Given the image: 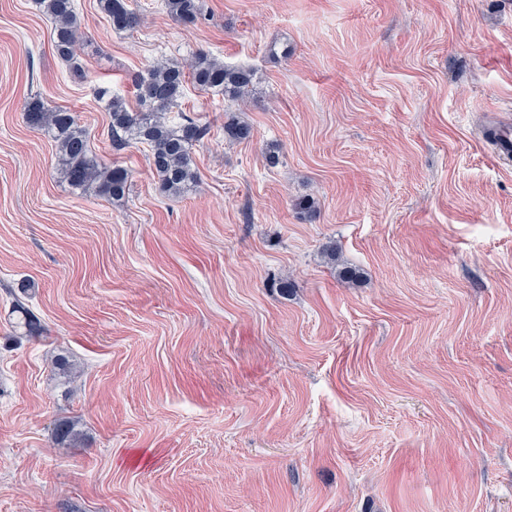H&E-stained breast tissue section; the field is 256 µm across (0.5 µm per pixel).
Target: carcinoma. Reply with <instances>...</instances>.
I'll return each instance as SVG.
<instances>
[{"instance_id":"obj_1","label":"carcinoma","mask_w":512,"mask_h":512,"mask_svg":"<svg viewBox=\"0 0 512 512\" xmlns=\"http://www.w3.org/2000/svg\"><path fill=\"white\" fill-rule=\"evenodd\" d=\"M39 10L53 24L52 40L58 57L76 72L83 33L75 12V0H35ZM100 10L109 18L112 29L132 31L140 24L139 15L127 0H98ZM169 13L184 25H194L202 17V0H166ZM199 90L212 92L235 102L254 85V73L243 67H230L201 52L188 65L159 61L132 76L137 108L125 99H109L112 145L121 150L131 144L148 147V161L159 178L160 190L172 196L188 191L197 181L192 157L193 147L208 135V128L190 116H183L179 127L167 123V112L177 106L187 82ZM24 118L35 131L46 132L57 145V162L64 181L74 189L93 191L97 196L120 200L130 187L127 169L112 165L95 154L87 131L74 113L52 108L38 96L28 98ZM224 137L233 142L250 141V125L233 118L224 122Z\"/></svg>"}]
</instances>
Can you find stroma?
<instances>
[{"mask_svg": "<svg viewBox=\"0 0 512 512\" xmlns=\"http://www.w3.org/2000/svg\"><path fill=\"white\" fill-rule=\"evenodd\" d=\"M75 3L78 75L0 0V512H512V162L482 135L512 124V0H130L127 32ZM200 52L257 82L187 88L169 123L209 134L168 196L97 92ZM35 94L124 199L63 181ZM169 13L184 25H194L202 17L201 0H166Z\"/></svg>", "mask_w": 512, "mask_h": 512, "instance_id": "35a3bbf8", "label": "stroma"}]
</instances>
